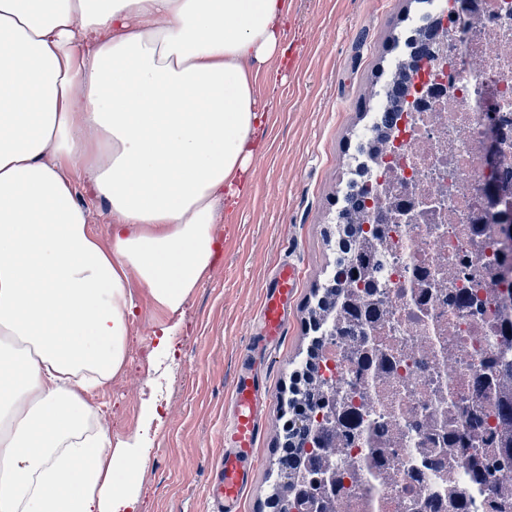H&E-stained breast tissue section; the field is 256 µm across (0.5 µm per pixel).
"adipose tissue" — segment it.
Instances as JSON below:
<instances>
[{"label":"adipose tissue","mask_w":512,"mask_h":512,"mask_svg":"<svg viewBox=\"0 0 512 512\" xmlns=\"http://www.w3.org/2000/svg\"><path fill=\"white\" fill-rule=\"evenodd\" d=\"M286 0H0V512H140L143 429L94 394L123 374L144 291L148 369L175 358L217 251L216 206L256 154L248 61ZM106 203L91 232L72 180Z\"/></svg>","instance_id":"obj_1"}]
</instances>
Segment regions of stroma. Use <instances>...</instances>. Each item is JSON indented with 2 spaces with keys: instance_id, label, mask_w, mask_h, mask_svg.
<instances>
[{
  "instance_id": "1",
  "label": "stroma",
  "mask_w": 512,
  "mask_h": 512,
  "mask_svg": "<svg viewBox=\"0 0 512 512\" xmlns=\"http://www.w3.org/2000/svg\"><path fill=\"white\" fill-rule=\"evenodd\" d=\"M282 56L252 62L262 113L260 146L238 195L224 198L214 223L219 252L185 307V330L171 370L159 375L163 423L141 478L143 512H207L208 486L224 453L232 390L247 362L264 375V433L238 512H273L283 424L294 373L316 337L309 317L336 263L329 235L343 204L355 138L372 121L378 96L405 53L410 18L430 0H287ZM300 269L288 302L285 337L252 359L267 288L286 263ZM154 330L146 300L131 325L125 373L97 394L112 436L132 433L146 389Z\"/></svg>"
}]
</instances>
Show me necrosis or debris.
I'll return each instance as SVG.
<instances>
[{
	"label": "necrosis or debris",
	"instance_id": "1",
	"mask_svg": "<svg viewBox=\"0 0 512 512\" xmlns=\"http://www.w3.org/2000/svg\"><path fill=\"white\" fill-rule=\"evenodd\" d=\"M361 216L358 320L320 355L344 421L327 512H512L465 472L502 447L512 362V0H437Z\"/></svg>",
	"mask_w": 512,
	"mask_h": 512
}]
</instances>
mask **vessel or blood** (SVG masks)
Returning a JSON list of instances; mask_svg holds the SVG:
<instances>
[{"label": "vessel or blood", "instance_id": "obj_1", "mask_svg": "<svg viewBox=\"0 0 512 512\" xmlns=\"http://www.w3.org/2000/svg\"><path fill=\"white\" fill-rule=\"evenodd\" d=\"M299 272L291 265L276 274V287L263 302L262 329L266 340L280 341L286 326L284 308L298 286ZM267 391L254 377L239 374L233 388L234 405L231 446L224 452L215 487L210 492L212 512H235L248 485L249 468L256 460L257 443L263 432L259 407Z\"/></svg>", "mask_w": 512, "mask_h": 512}]
</instances>
